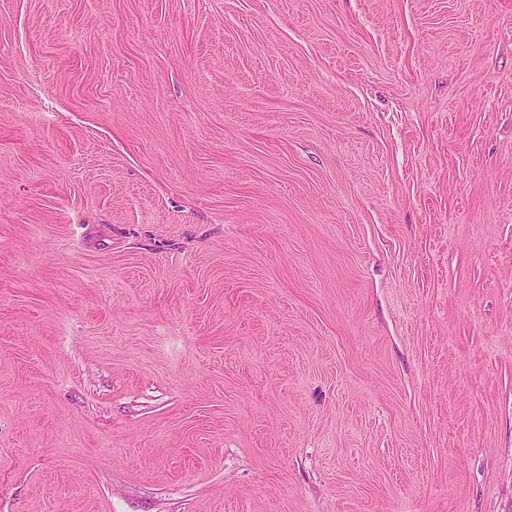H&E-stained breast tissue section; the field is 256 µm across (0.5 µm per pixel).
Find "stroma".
<instances>
[{
    "label": "stroma",
    "mask_w": 512,
    "mask_h": 512,
    "mask_svg": "<svg viewBox=\"0 0 512 512\" xmlns=\"http://www.w3.org/2000/svg\"><path fill=\"white\" fill-rule=\"evenodd\" d=\"M0 512H512V0H0Z\"/></svg>",
    "instance_id": "35a3bbf8"
}]
</instances>
